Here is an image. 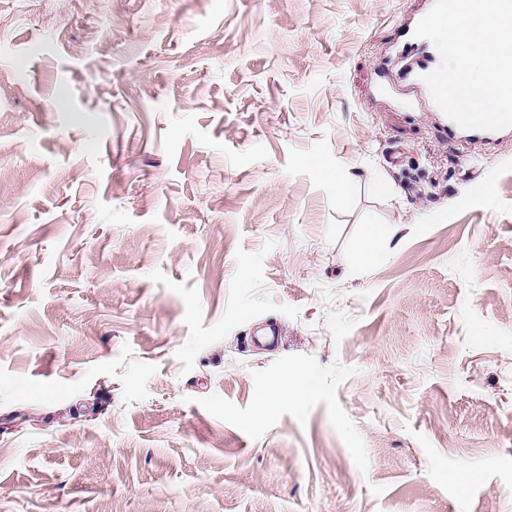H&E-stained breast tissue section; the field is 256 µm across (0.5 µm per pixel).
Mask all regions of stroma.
Returning a JSON list of instances; mask_svg holds the SVG:
<instances>
[{
	"mask_svg": "<svg viewBox=\"0 0 512 512\" xmlns=\"http://www.w3.org/2000/svg\"><path fill=\"white\" fill-rule=\"evenodd\" d=\"M419 3L0 0V512H512V138L374 98ZM310 164L317 169L319 174L325 180L335 183L336 200L343 201L351 190L352 182L346 178L339 176L337 173L335 175V173L331 169L324 166L323 163L318 160L312 159L310 161ZM395 230L382 224H369L364 233L355 244V254L358 260L371 263L374 262L379 253L380 244L390 239ZM314 379L309 372L285 377L272 386L260 399V408L267 410L274 406L276 400L288 396L297 403H303L314 390Z\"/></svg>",
	"mask_w": 512,
	"mask_h": 512,
	"instance_id": "obj_1",
	"label": "stroma"
}]
</instances>
